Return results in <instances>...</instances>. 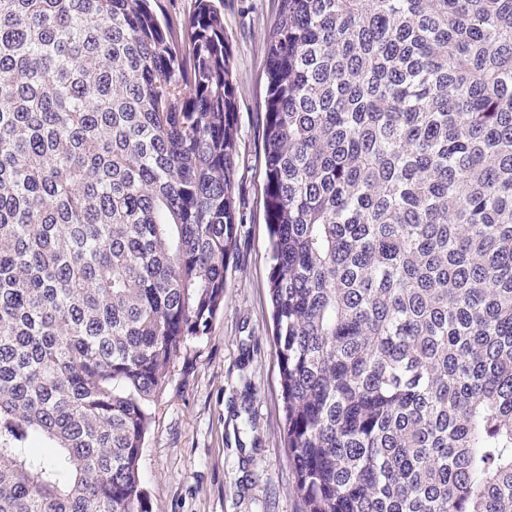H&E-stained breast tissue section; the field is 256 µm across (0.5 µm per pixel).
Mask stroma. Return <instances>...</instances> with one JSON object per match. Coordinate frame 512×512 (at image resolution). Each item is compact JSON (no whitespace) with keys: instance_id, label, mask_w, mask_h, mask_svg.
I'll list each match as a JSON object with an SVG mask.
<instances>
[{"instance_id":"1","label":"stroma","mask_w":512,"mask_h":512,"mask_svg":"<svg viewBox=\"0 0 512 512\" xmlns=\"http://www.w3.org/2000/svg\"><path fill=\"white\" fill-rule=\"evenodd\" d=\"M275 0H224L237 84L235 183L242 224L224 308L180 358L145 440L140 472L153 512H302L284 446L271 337L262 127L265 34Z\"/></svg>"}]
</instances>
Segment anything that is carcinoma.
<instances>
[{
    "mask_svg": "<svg viewBox=\"0 0 512 512\" xmlns=\"http://www.w3.org/2000/svg\"><path fill=\"white\" fill-rule=\"evenodd\" d=\"M266 60L302 512H512V0H277ZM237 146L224 0H0V512H153Z\"/></svg>",
    "mask_w": 512,
    "mask_h": 512,
    "instance_id": "1",
    "label": "carcinoma"
}]
</instances>
